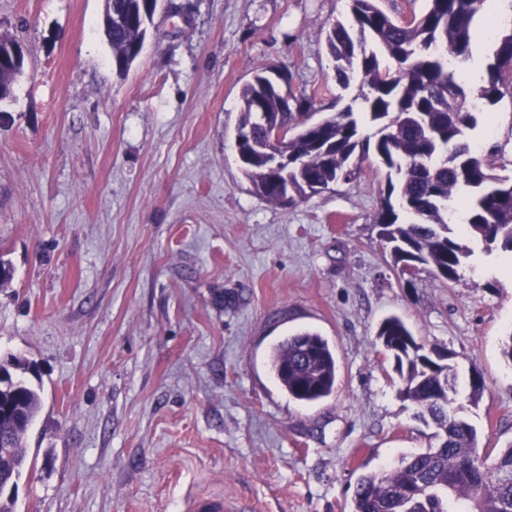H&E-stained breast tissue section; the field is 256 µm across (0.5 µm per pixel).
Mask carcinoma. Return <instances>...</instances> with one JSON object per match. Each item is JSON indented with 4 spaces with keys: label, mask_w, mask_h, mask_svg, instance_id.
Masks as SVG:
<instances>
[{
    "label": "carcinoma",
    "mask_w": 512,
    "mask_h": 512,
    "mask_svg": "<svg viewBox=\"0 0 512 512\" xmlns=\"http://www.w3.org/2000/svg\"><path fill=\"white\" fill-rule=\"evenodd\" d=\"M379 0H349L351 19L326 34L336 83L358 93L342 110L313 121L312 99L285 98L278 77L258 67L239 93L236 136L245 175L268 202L288 206L356 179L365 158L386 170L374 219L396 270L413 264L448 286L474 254L448 224L452 203L462 204L470 243L491 253H512V178L495 173L497 152L480 153L467 139L505 94H512V14L483 24L482 0H428L409 22L383 11ZM150 0H112L106 39L112 64L124 74L150 32ZM496 30L480 85L469 87L466 64L483 29ZM24 57L18 40L0 35V97L9 99ZM292 133L277 146L302 163L288 173L263 150L268 129ZM377 340L394 357L399 398L436 428V444L403 457L398 467L362 475L351 512H512V441L493 452L457 404L456 354L432 357L398 316L385 319ZM0 381V483L21 479L28 464L26 439L41 408L38 389L23 379L31 364L8 359ZM275 378L294 399L313 403L336 388V354L318 333L285 337L271 351ZM483 376L471 371L467 400L477 404Z\"/></svg>",
    "instance_id": "cac0c4a2"
}]
</instances>
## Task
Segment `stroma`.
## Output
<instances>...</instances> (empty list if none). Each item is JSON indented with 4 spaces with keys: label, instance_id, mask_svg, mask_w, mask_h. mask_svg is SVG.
<instances>
[{
    "label": "stroma",
    "instance_id": "stroma-1",
    "mask_svg": "<svg viewBox=\"0 0 512 512\" xmlns=\"http://www.w3.org/2000/svg\"><path fill=\"white\" fill-rule=\"evenodd\" d=\"M117 73L105 0H0L25 66L0 104V359L36 368L42 406L15 512H350L357 478L429 445L376 339L401 317L479 370L483 442L512 439V255L475 252L444 287L400 283L374 225L383 174L295 205L267 202L236 161L239 90L264 65L318 116L351 91L325 46L348 0H190ZM473 134L512 175V98ZM310 330L336 354L313 404L275 379L272 347ZM187 512H233L228 509L223 494H195L189 496L184 503Z\"/></svg>",
    "mask_w": 512,
    "mask_h": 512
}]
</instances>
